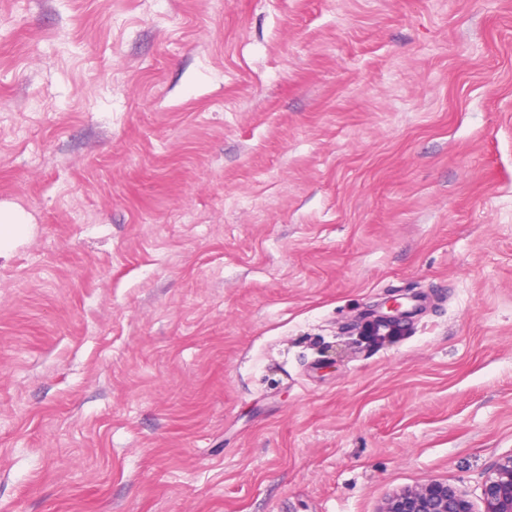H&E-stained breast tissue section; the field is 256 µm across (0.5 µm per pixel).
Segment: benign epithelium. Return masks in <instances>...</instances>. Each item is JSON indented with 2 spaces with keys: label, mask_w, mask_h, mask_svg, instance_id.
Returning a JSON list of instances; mask_svg holds the SVG:
<instances>
[{
  "label": "benign epithelium",
  "mask_w": 512,
  "mask_h": 512,
  "mask_svg": "<svg viewBox=\"0 0 512 512\" xmlns=\"http://www.w3.org/2000/svg\"><path fill=\"white\" fill-rule=\"evenodd\" d=\"M387 313L371 321L369 334L380 328L399 327L405 318L402 303L392 298L386 301ZM482 512H512V453L497 464L493 474L482 485ZM380 512H475L466 495L457 488L435 479L414 489L390 497Z\"/></svg>",
  "instance_id": "7a95c632"
}]
</instances>
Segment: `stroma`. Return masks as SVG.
Masks as SVG:
<instances>
[{
	"label": "stroma",
	"instance_id": "obj_1",
	"mask_svg": "<svg viewBox=\"0 0 512 512\" xmlns=\"http://www.w3.org/2000/svg\"><path fill=\"white\" fill-rule=\"evenodd\" d=\"M0 203V512L476 502L512 454V0H0ZM26 213L18 207L0 205V258L10 253L15 240L28 229ZM388 313H384L381 316H378L377 319L373 321L367 322L363 325L365 326L373 325V328L368 331L370 335H377L381 327H401V323L405 318V311L402 310V303L398 301V299H389L385 302ZM378 512H475L466 495L435 479L390 497Z\"/></svg>",
	"mask_w": 512,
	"mask_h": 512
}]
</instances>
